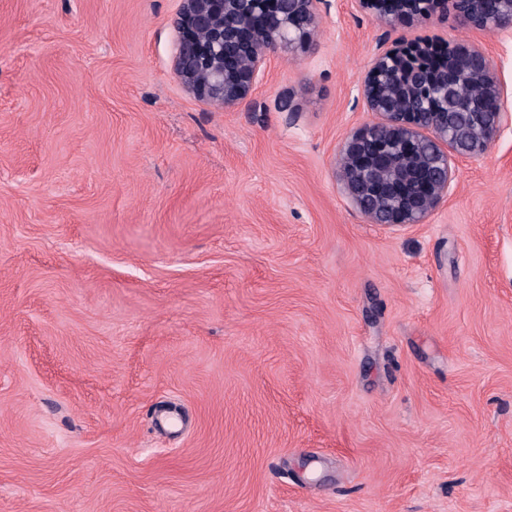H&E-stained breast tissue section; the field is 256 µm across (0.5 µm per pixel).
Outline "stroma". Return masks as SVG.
I'll use <instances>...</instances> for the list:
<instances>
[{
	"label": "stroma",
	"instance_id": "obj_1",
	"mask_svg": "<svg viewBox=\"0 0 512 512\" xmlns=\"http://www.w3.org/2000/svg\"><path fill=\"white\" fill-rule=\"evenodd\" d=\"M180 0H0V512H512V122L422 224L351 201L376 54L321 6L222 108Z\"/></svg>",
	"mask_w": 512,
	"mask_h": 512
}]
</instances>
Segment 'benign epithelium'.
Listing matches in <instances>:
<instances>
[{"label": "benign epithelium", "instance_id": "1", "mask_svg": "<svg viewBox=\"0 0 512 512\" xmlns=\"http://www.w3.org/2000/svg\"><path fill=\"white\" fill-rule=\"evenodd\" d=\"M326 0H181L173 20L179 37L173 59L181 84L200 100L224 108L246 100L276 52L306 47L319 5ZM391 27L401 19L427 20L451 4L469 27L486 33L512 30V0H497L494 14L485 0H360ZM487 58L474 45L412 44L377 55L363 88L368 110L378 116L343 147L345 187L375 224H422L448 196L450 156L484 154L502 124L512 121L491 64L476 71L469 60ZM406 67L412 90L431 89L427 107L414 108L396 94L397 69ZM476 83L497 103L494 112H455L456 86ZM396 177L389 180L386 172Z\"/></svg>", "mask_w": 512, "mask_h": 512}]
</instances>
